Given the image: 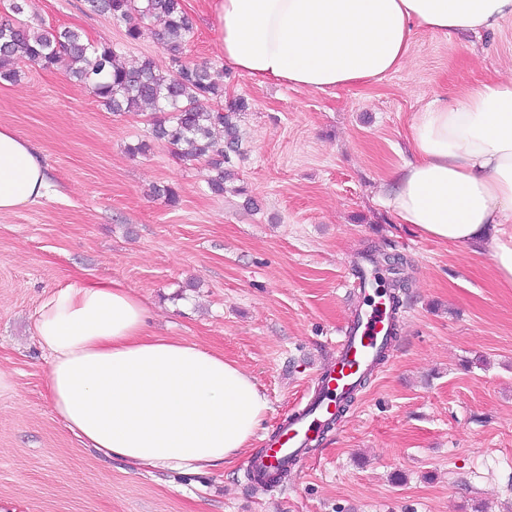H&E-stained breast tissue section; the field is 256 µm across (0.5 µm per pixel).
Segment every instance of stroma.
<instances>
[{"label": "stroma", "instance_id": "35a3bbf8", "mask_svg": "<svg viewBox=\"0 0 512 512\" xmlns=\"http://www.w3.org/2000/svg\"><path fill=\"white\" fill-rule=\"evenodd\" d=\"M184 7L187 60L248 103L224 194L209 190L204 162L152 139L150 113H113L66 62H22L17 80H0V125L39 149L54 187L0 216V373L11 382L0 390V512H512V288L490 249L423 238L381 202L409 157L414 112L487 74L512 77V20L478 34L414 30L401 70L315 92L229 70L212 0ZM28 16L113 44L127 65H169L151 36L127 42L84 0H30ZM366 250L406 260L389 357L284 485L255 490L247 461L335 356ZM100 278L149 304L152 332L256 378L269 411L247 451L211 471L137 470L53 414L35 312L54 290Z\"/></svg>", "mask_w": 512, "mask_h": 512}]
</instances>
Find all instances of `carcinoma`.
I'll return each instance as SVG.
<instances>
[{
  "label": "carcinoma",
  "mask_w": 512,
  "mask_h": 512,
  "mask_svg": "<svg viewBox=\"0 0 512 512\" xmlns=\"http://www.w3.org/2000/svg\"><path fill=\"white\" fill-rule=\"evenodd\" d=\"M87 10L106 15L125 28L130 42L140 40L151 22H161L154 35L163 45L170 69H159L151 58L135 67L120 62V53L106 42L90 40L82 32L34 27L22 18L28 0H12L15 22H0V79L18 76L15 64L28 61L52 68L61 56L69 59L67 76L86 89L114 113L161 112L153 120L151 135L186 161L203 160L210 176L209 190L224 194L232 178V157L241 153L242 137L237 115L246 111L243 98L224 101V86L212 77L210 67L185 59V46L194 35L192 20L182 0H85ZM403 258L393 259L387 273L395 275L387 290L392 314L401 307L400 293L408 282L398 276Z\"/></svg>",
  "instance_id": "1"
}]
</instances>
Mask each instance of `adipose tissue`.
<instances>
[{
    "mask_svg": "<svg viewBox=\"0 0 512 512\" xmlns=\"http://www.w3.org/2000/svg\"><path fill=\"white\" fill-rule=\"evenodd\" d=\"M224 64L263 81L326 91L402 68L414 29L493 31L512 0H214ZM411 158L383 204L423 237L490 245L512 287V78L489 76L415 112ZM39 151L0 125V215L49 196ZM149 309L123 283L79 280L39 307L56 416L103 456L164 471L223 467L269 409L254 377L222 354L148 331Z\"/></svg>",
    "mask_w": 512,
    "mask_h": 512,
    "instance_id": "1",
    "label": "adipose tissue"
}]
</instances>
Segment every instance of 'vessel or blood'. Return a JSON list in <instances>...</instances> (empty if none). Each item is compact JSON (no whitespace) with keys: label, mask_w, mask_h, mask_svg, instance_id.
I'll return each instance as SVG.
<instances>
[{"label":"vessel or blood","mask_w":512,"mask_h":512,"mask_svg":"<svg viewBox=\"0 0 512 512\" xmlns=\"http://www.w3.org/2000/svg\"><path fill=\"white\" fill-rule=\"evenodd\" d=\"M389 327V315L380 296L369 298L348 321L336 356L318 375V395L300 412L292 424L284 426L267 442L263 454L251 457L247 467L252 475L269 477L282 469L297 467L313 442L320 439L324 425L336 403L371 364Z\"/></svg>","instance_id":"vessel-or-blood-1"}]
</instances>
